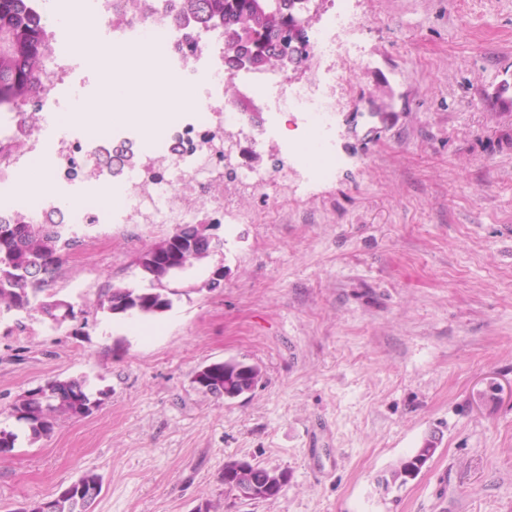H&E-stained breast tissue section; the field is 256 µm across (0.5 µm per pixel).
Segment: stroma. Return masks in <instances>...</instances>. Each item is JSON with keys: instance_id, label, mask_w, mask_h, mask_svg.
Wrapping results in <instances>:
<instances>
[{"instance_id": "stroma-1", "label": "stroma", "mask_w": 512, "mask_h": 512, "mask_svg": "<svg viewBox=\"0 0 512 512\" xmlns=\"http://www.w3.org/2000/svg\"><path fill=\"white\" fill-rule=\"evenodd\" d=\"M345 42L364 64L340 90L331 177L288 156L291 115L261 112L237 176L275 174L187 221L218 227L220 288L199 272L172 308L110 315L115 286L170 224L74 225L80 242L47 293L59 326L0 305V429L13 407L82 377L95 405L0 454V512H21L87 472L91 512H512V0H351ZM231 358L259 365L227 400L193 382ZM406 484L384 479L419 448ZM287 471L277 499L226 493L224 463Z\"/></svg>"}]
</instances>
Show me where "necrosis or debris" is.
Here are the masks:
<instances>
[{
    "label": "necrosis or debris",
    "instance_id": "1",
    "mask_svg": "<svg viewBox=\"0 0 512 512\" xmlns=\"http://www.w3.org/2000/svg\"><path fill=\"white\" fill-rule=\"evenodd\" d=\"M52 12L54 20L46 27L52 52L32 98L37 109L31 112L22 105L11 106L9 126L0 127V219L20 218L30 223L58 209L56 200L35 199L26 193L28 165L22 160L19 143L41 131L48 114L59 111L63 102L70 100L75 73L85 68L82 61L63 51L71 38L68 21L73 17L91 18L109 35L116 45L112 54L113 73L122 75L132 95L149 105H157L165 99L171 102L173 88L135 70L133 64L137 56L151 58L162 72L176 79L207 78L212 82L210 89L191 108L171 102L166 126L148 135V162L143 165L138 179L128 182L124 189L128 201L124 223H184L181 209L160 204L146 192L149 184L183 199L195 190L211 195L216 206H223V195L212 194L210 182L202 180L201 175L222 169L226 157L238 153L248 117L234 97L224 94V84L231 81L232 76L224 70L222 41L202 42L197 28L190 24L175 27L167 0H142L134 8L128 0H53ZM355 23V17L349 12L329 9L321 27L303 41L304 56L326 66L325 75L304 82L279 79L272 94L261 97L262 102H274L278 108L299 117L300 139L292 143L289 150L314 177L327 175L335 165L332 144L336 92L355 75L359 60L355 51L339 43L338 36ZM218 116L234 129L231 140L224 143L225 154L221 157L215 156L209 148V139L216 130L214 119ZM112 134V129L104 126L93 133L91 139L61 138L38 153L43 172L51 181L69 183L78 179L83 182V194L68 203L74 223L108 224L112 221L111 210L98 203L105 189L98 154L103 144L111 141Z\"/></svg>",
    "mask_w": 512,
    "mask_h": 512
}]
</instances>
